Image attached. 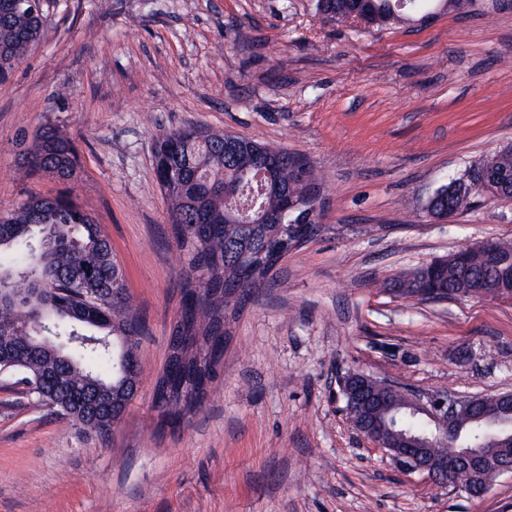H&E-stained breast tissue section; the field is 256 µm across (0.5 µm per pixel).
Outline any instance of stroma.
<instances>
[{
	"label": "stroma",
	"instance_id": "obj_1",
	"mask_svg": "<svg viewBox=\"0 0 512 512\" xmlns=\"http://www.w3.org/2000/svg\"><path fill=\"white\" fill-rule=\"evenodd\" d=\"M46 35L0 82V215L70 192L100 224L145 324L136 399L108 439L0 378V512H512V472L470 496L398 471L350 426L339 376L512 391V300L417 301L378 281L487 237L512 198L446 222L429 198L512 147V9L495 0L377 30L315 0H43ZM196 124L308 158L321 230L226 321L223 367L175 429L151 408L182 262L153 141ZM69 183L20 153L44 126ZM23 164L31 173H48L61 181L73 178L77 152L72 139L54 127H43L33 146L22 155Z\"/></svg>",
	"mask_w": 512,
	"mask_h": 512
}]
</instances>
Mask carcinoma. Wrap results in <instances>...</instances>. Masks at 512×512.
Returning a JSON list of instances; mask_svg holds the SVG:
<instances>
[{"mask_svg":"<svg viewBox=\"0 0 512 512\" xmlns=\"http://www.w3.org/2000/svg\"><path fill=\"white\" fill-rule=\"evenodd\" d=\"M324 2L326 20L343 23L353 16L352 0ZM365 23L383 28L425 0L400 7L401 0H360ZM44 35L38 0H0V82L8 79ZM276 156V176L259 196L257 212L238 223L232 194L244 181L237 161L241 146ZM154 152L162 157L156 187L168 200L169 223L183 255L179 283L182 313L176 316L168 343L171 367L153 386L152 409L160 424L186 419L201 404V392L218 378L224 358L226 313L244 308L277 266L273 246L289 237V224L270 216L285 200H304L320 191L314 166L298 178L295 155L255 140L211 132L199 125L159 134ZM31 173L73 178L77 152L72 139L43 127L22 155ZM502 176L496 197L512 198V150L504 148L482 160ZM458 191L438 199L429 211L436 218L469 209L474 196ZM489 252L465 247L435 263L417 267L378 287L415 297L429 288L452 299L474 291L512 289V241L493 239ZM92 293L103 303L90 313L78 297ZM144 322L130 309L127 280L111 240L68 195L30 197L0 217V349L10 354L8 373L24 392L79 427L106 434L124 415L141 376L140 336ZM108 367L109 374L98 370ZM394 430L434 438V424L403 409ZM501 438L512 439V414L495 424L460 417L454 434L434 448L438 455L471 449L490 451Z\"/></svg>","mask_w":512,"mask_h":512,"instance_id":"cac0c4a2","label":"carcinoma"}]
</instances>
